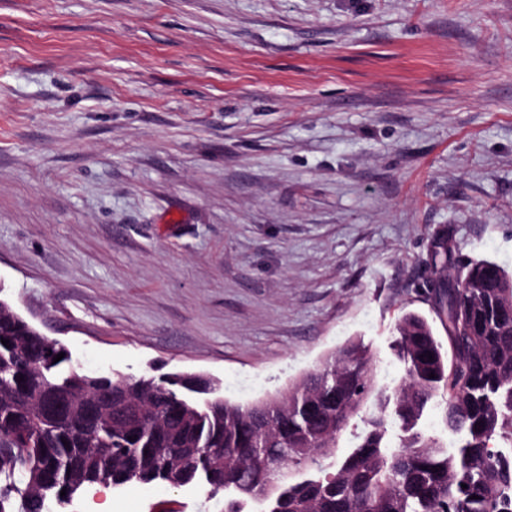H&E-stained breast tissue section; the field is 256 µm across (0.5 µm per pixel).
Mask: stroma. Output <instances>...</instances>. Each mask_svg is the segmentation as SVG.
Returning a JSON list of instances; mask_svg holds the SVG:
<instances>
[{
    "instance_id": "obj_1",
    "label": "stroma",
    "mask_w": 512,
    "mask_h": 512,
    "mask_svg": "<svg viewBox=\"0 0 512 512\" xmlns=\"http://www.w3.org/2000/svg\"><path fill=\"white\" fill-rule=\"evenodd\" d=\"M446 227L512 272V0H0V300L79 371L391 392ZM106 500L224 512H57Z\"/></svg>"
}]
</instances>
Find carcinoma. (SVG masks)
<instances>
[{"label":"carcinoma","mask_w":512,"mask_h":512,"mask_svg":"<svg viewBox=\"0 0 512 512\" xmlns=\"http://www.w3.org/2000/svg\"><path fill=\"white\" fill-rule=\"evenodd\" d=\"M445 236L451 244L431 259L448 348L427 318L402 317V383L376 398L340 459L338 437L374 392L360 343L287 391L240 405L200 398L191 386L212 394V381L179 373H66L69 357L54 361L65 347L1 307L0 512H47V499L67 504L95 485L150 484L222 495L224 512H512V276L456 259ZM440 394L459 438L452 451L420 427ZM109 397L113 410L136 412L108 424Z\"/></svg>","instance_id":"carcinoma-1"}]
</instances>
